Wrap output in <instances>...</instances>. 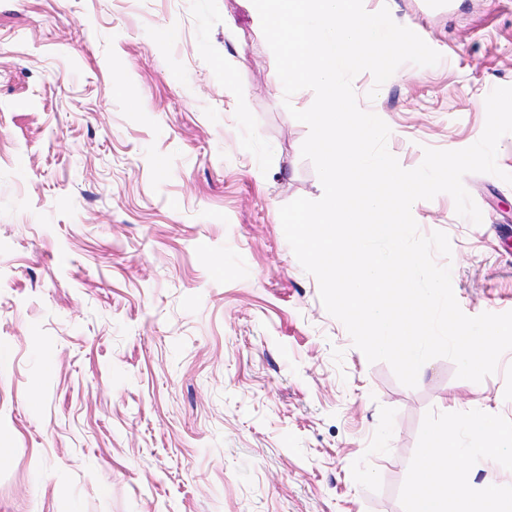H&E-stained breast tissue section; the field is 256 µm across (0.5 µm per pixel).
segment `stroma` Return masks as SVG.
<instances>
[{
	"mask_svg": "<svg viewBox=\"0 0 512 512\" xmlns=\"http://www.w3.org/2000/svg\"><path fill=\"white\" fill-rule=\"evenodd\" d=\"M364 7L442 56L354 78L390 153L474 144L512 0ZM314 98L246 0H0V512H409L450 397L512 426V351L409 388L326 311L279 216L322 196L290 114ZM496 161L463 179L481 224L446 193L413 212L470 316L512 311V133Z\"/></svg>",
	"mask_w": 512,
	"mask_h": 512,
	"instance_id": "35a3bbf8",
	"label": "stroma"
}]
</instances>
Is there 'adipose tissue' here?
Here are the masks:
<instances>
[{
	"instance_id": "ef3b65f1",
	"label": "adipose tissue",
	"mask_w": 512,
	"mask_h": 512,
	"mask_svg": "<svg viewBox=\"0 0 512 512\" xmlns=\"http://www.w3.org/2000/svg\"><path fill=\"white\" fill-rule=\"evenodd\" d=\"M512 427L502 426L477 408L464 410L452 426L430 431L418 476L408 491L409 512H448L449 503H475V512H512V485L477 483L471 460L495 468Z\"/></svg>"
}]
</instances>
